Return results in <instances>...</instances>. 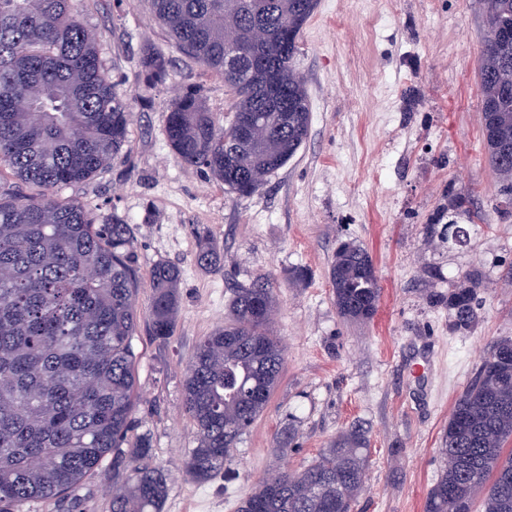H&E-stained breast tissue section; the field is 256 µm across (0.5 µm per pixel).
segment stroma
Returning <instances> with one entry per match:
<instances>
[{"label":"stroma","mask_w":512,"mask_h":512,"mask_svg":"<svg viewBox=\"0 0 512 512\" xmlns=\"http://www.w3.org/2000/svg\"><path fill=\"white\" fill-rule=\"evenodd\" d=\"M73 4L99 33L117 91L134 98L128 145L68 194L100 219H123L136 236L133 433L149 439L150 464L169 476L164 512H237L268 472L302 468L354 424L367 433L370 467L353 512H424L456 399L493 343L512 337V204L488 163L480 112L484 0H318L294 61L310 99L308 138L244 196L181 164L163 135L185 87L204 86L210 109L224 113L223 81L169 49L146 0ZM150 47L166 50L169 66L147 92L141 56ZM452 185L472 199L458 239L436 221ZM204 236L224 250L217 270L195 262ZM343 241L375 263L381 296L366 323L342 318L334 302L329 265ZM161 261L181 270L180 309L164 343L147 320L150 272ZM465 271L482 285L478 321L461 334L449 327L448 291ZM261 276L276 294L283 372L223 471L197 482L183 472L196 445L183 408L188 362L227 320L233 289ZM111 500L107 458L65 500L32 512H110Z\"/></svg>","instance_id":"35a3bbf8"}]
</instances>
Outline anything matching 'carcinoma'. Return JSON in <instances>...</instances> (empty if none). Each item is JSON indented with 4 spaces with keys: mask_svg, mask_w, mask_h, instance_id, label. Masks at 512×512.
I'll use <instances>...</instances> for the list:
<instances>
[{
    "mask_svg": "<svg viewBox=\"0 0 512 512\" xmlns=\"http://www.w3.org/2000/svg\"><path fill=\"white\" fill-rule=\"evenodd\" d=\"M171 46L220 77L230 94L224 117L204 89L187 87L170 104L164 137L186 167L228 190L253 194L306 142L310 101L294 58L317 0H148ZM479 67L483 142L500 192L512 195V0H486ZM169 58L154 49L141 61L153 89ZM133 99L107 77L97 37L71 0H0V506L30 512L59 502L112 454V512H163L166 476L125 466L135 408L140 288L131 226L101 224L87 204L61 197L104 171L127 146ZM446 228L469 217L467 195L448 188ZM213 240H200L195 261L215 270ZM363 247L336 249L329 277L341 316L373 319L377 276ZM179 268L151 271V336H172L179 308ZM479 279L462 275L448 292L454 331L476 324ZM276 305L270 280L238 288L229 320L196 345L183 384L185 413L197 445L184 469L198 482L224 460L264 411L285 362L271 330ZM512 339L497 341L457 399L441 439L443 470L425 512H512ZM369 448L362 428L340 431L306 467L264 476L238 512H351L368 490Z\"/></svg>",
    "mask_w": 512,
    "mask_h": 512,
    "instance_id": "cac0c4a2",
    "label": "carcinoma"
}]
</instances>
